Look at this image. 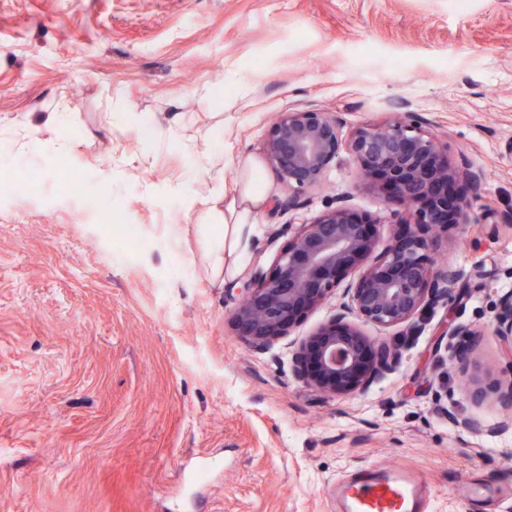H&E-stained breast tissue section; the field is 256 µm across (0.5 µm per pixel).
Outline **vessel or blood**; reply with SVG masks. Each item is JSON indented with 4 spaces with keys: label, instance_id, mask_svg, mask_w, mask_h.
I'll return each instance as SVG.
<instances>
[{
    "label": "vessel or blood",
    "instance_id": "1",
    "mask_svg": "<svg viewBox=\"0 0 512 512\" xmlns=\"http://www.w3.org/2000/svg\"><path fill=\"white\" fill-rule=\"evenodd\" d=\"M431 491L404 467L363 468L336 485L340 512H427Z\"/></svg>",
    "mask_w": 512,
    "mask_h": 512
}]
</instances>
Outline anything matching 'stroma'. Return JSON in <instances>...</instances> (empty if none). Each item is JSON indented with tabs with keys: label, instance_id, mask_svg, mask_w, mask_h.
I'll use <instances>...</instances> for the list:
<instances>
[{
	"label": "stroma",
	"instance_id": "35a3bbf8",
	"mask_svg": "<svg viewBox=\"0 0 512 512\" xmlns=\"http://www.w3.org/2000/svg\"><path fill=\"white\" fill-rule=\"evenodd\" d=\"M296 110L345 138L414 113L482 174L478 223L439 236L459 290L416 335L365 326L397 348L366 394L295 372L336 296L265 349L231 319L237 280L336 204L399 231L347 152L317 185L277 178L266 142ZM0 145V512H336V483L383 465L419 472L432 512H512V429H491L512 409L468 382L512 364L491 329L512 295V0H0ZM248 160L266 201L217 276L211 193L237 196ZM66 179L143 247L84 221Z\"/></svg>",
	"mask_w": 512,
	"mask_h": 512
}]
</instances>
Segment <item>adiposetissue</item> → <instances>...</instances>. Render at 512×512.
Segmentation results:
<instances>
[{
  "label": "adipose tissue",
  "instance_id": "obj_1",
  "mask_svg": "<svg viewBox=\"0 0 512 512\" xmlns=\"http://www.w3.org/2000/svg\"><path fill=\"white\" fill-rule=\"evenodd\" d=\"M245 172L249 178L245 181L238 200L233 201L227 208L228 214L224 219V237L216 242L210 250L211 263L214 270H222L227 254L233 253L244 236L246 228L251 227L252 216L265 199V190L261 178L253 174V163H246Z\"/></svg>",
  "mask_w": 512,
  "mask_h": 512
}]
</instances>
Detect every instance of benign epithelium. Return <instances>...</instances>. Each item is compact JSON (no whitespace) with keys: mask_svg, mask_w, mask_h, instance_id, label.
I'll return each mask as SVG.
<instances>
[{"mask_svg":"<svg viewBox=\"0 0 512 512\" xmlns=\"http://www.w3.org/2000/svg\"><path fill=\"white\" fill-rule=\"evenodd\" d=\"M343 149L380 195L405 203L404 237L391 242L375 231L377 222L343 206L330 209L301 225L272 275L243 280L232 321L247 346L266 348L342 290L336 315L300 343L298 370L320 392L363 394L392 369L396 353L370 339L360 324L404 325L412 335L417 316L452 296L460 275L436 263L434 231L475 223L477 195L465 191L478 189L481 175L452 162L447 143L422 130L409 113L344 140L329 112H285L273 124L266 155L282 179L303 188L318 183ZM492 329L512 355V300L500 303ZM490 394L512 408V359L507 384L479 385L472 398L480 403Z\"/></svg>","mask_w":512,"mask_h":512,"instance_id":"1","label":"benign epithelium"}]
</instances>
